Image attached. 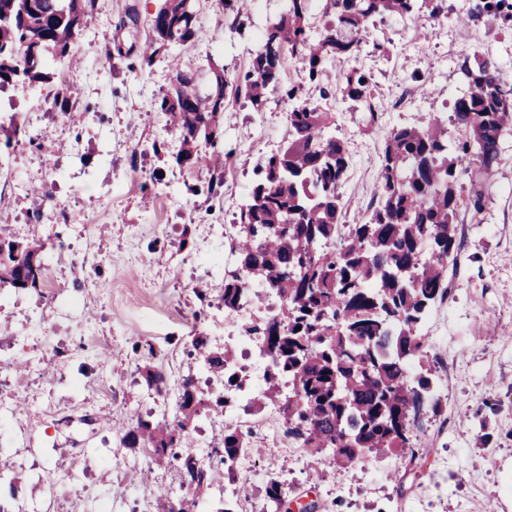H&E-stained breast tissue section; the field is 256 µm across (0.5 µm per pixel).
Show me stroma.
<instances>
[{
	"instance_id": "1",
	"label": "stroma",
	"mask_w": 512,
	"mask_h": 512,
	"mask_svg": "<svg viewBox=\"0 0 512 512\" xmlns=\"http://www.w3.org/2000/svg\"><path fill=\"white\" fill-rule=\"evenodd\" d=\"M157 4L96 0L98 21L77 39L80 66L57 63L49 67L47 81L0 92V113H14L28 130L12 143L10 170L0 174V210L12 217L0 224V237L42 240L46 272L62 287L53 298L20 291L0 300V321L12 327L0 335V355L36 363L25 376L8 373L0 385V405L16 410L12 425L0 431V467L8 466L18 439L39 450L18 492L28 512H48L41 480L47 466L88 473L97 495L122 485L128 499L146 502L149 512H157L163 487L178 486L173 470L156 471L150 483L134 484L126 469L106 461L119 445L112 422L152 409L142 372L146 362L168 374L187 364L191 344L181 320L200 308L191 288L205 278L212 297L224 289L223 278L206 276L217 247L204 239L202 229L237 223L240 198L253 184L257 162L283 147L285 89L296 86L300 98L332 113L351 155L344 193L347 214L354 217L365 213L376 191L377 154L388 132L450 115L454 100L467 91L464 76L449 69V61L491 53L501 62L504 83L512 84V28L437 25L424 10L387 18L370 27L357 59L373 77L380 107L374 124H362L341 97H321L286 59L280 88L262 109L243 100L226 103L224 136L217 146L223 168H181L173 162L179 136L156 109L172 80L167 60L158 58L149 68L139 60ZM131 6L138 11V25L120 31ZM196 10L192 43L177 54L183 70L198 72L205 90L209 64L232 76L249 70L258 39L280 13L281 2L252 0L241 17L224 10L220 0H197ZM118 38L130 52L112 65L104 52ZM425 77L432 83L423 95L418 84ZM62 96L83 115L76 126L59 119L56 100ZM154 142L163 143L161 154L138 153V146ZM214 176L224 185L211 196L207 186ZM488 179L492 190L478 213L467 206L468 180L457 186L460 249L447 272L449 296L422 325L440 406L424 414L414 430L415 457H367L339 476L328 460L311 463L279 421L257 439L258 450L248 462L236 467L238 512H266L271 480L281 482L289 500H314L317 512H512V131L504 134ZM34 184L47 190L45 204L30 195ZM61 208L70 215L77 253L72 261L58 260L53 247ZM85 224L93 225L92 233H82ZM183 230L190 245L179 252L172 242ZM143 333L158 339L156 353L141 343ZM44 334L49 344L23 348L24 337ZM89 335L110 336L122 355L107 372L113 388L108 401L100 400L91 385L98 374L95 361L71 353L76 339ZM18 392L25 400L15 401ZM58 406L80 422L93 417L95 440H84L78 429L57 430L53 411ZM481 437L486 445H478Z\"/></svg>"
}]
</instances>
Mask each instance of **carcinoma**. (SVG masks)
<instances>
[{
  "mask_svg": "<svg viewBox=\"0 0 512 512\" xmlns=\"http://www.w3.org/2000/svg\"><path fill=\"white\" fill-rule=\"evenodd\" d=\"M96 0H0V91L46 77L44 69L77 61L74 42L94 19ZM421 8L443 23L451 17L444 0H324L331 21L313 31L309 0H286L285 7L258 46L251 68L230 79L212 71L206 92L196 89V74L175 70L158 110L178 133L179 166L210 168L217 160L199 154V144L221 136L220 116L228 97H243L259 109L279 85L281 54L288 48L301 79L333 88L353 103L365 121H376L371 107L372 77L353 66L330 73L333 58L355 57L370 25L403 17ZM195 0H160L151 20V38L141 50V65L152 66L160 52L186 47L195 36ZM465 25L501 23L512 27V0H472ZM501 64L489 54L464 58L460 71L468 90L457 98L450 122L460 137L448 139V126L434 118L424 125L394 127L381 152L377 185L366 214L345 224L343 192L350 154L330 132L332 117L316 104L297 98L288 112V141L256 165L258 179L240 210L234 247L237 269L224 277V311L240 307L244 276L250 272L278 298L274 313L249 327L265 341L274 359L258 406L277 403L286 433L312 457H330L342 474L361 458L384 457L413 447V426L423 411L437 409L429 351L419 332L422 317L448 299V260L458 250L456 185L470 182L469 204L483 209L491 186L485 174L499 155L500 140L512 129V87L500 77ZM39 240L22 243L0 238V288H35L45 272ZM203 350L182 376L180 419L140 418L113 426L123 448H150L151 463L176 468L181 484L200 491L208 474L196 457L177 448L194 444V423L218 405L200 391L197 374L224 378L237 353L214 346L204 335ZM427 364L415 378L407 366ZM225 479L237 484L235 461L256 448L236 427L215 435ZM267 512H289L281 483L266 486ZM208 502L182 498L164 512H201Z\"/></svg>",
  "mask_w": 512,
  "mask_h": 512,
  "instance_id": "1",
  "label": "carcinoma"
}]
</instances>
